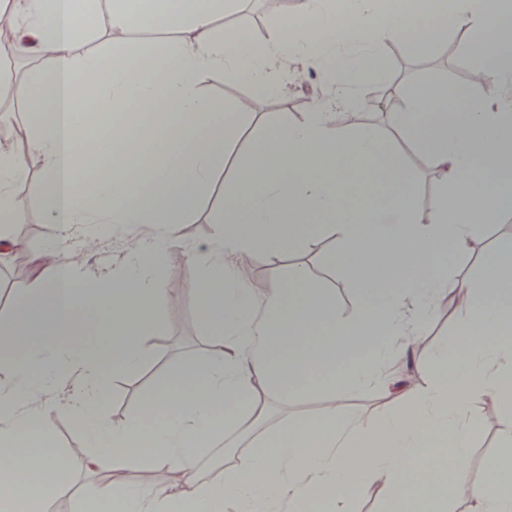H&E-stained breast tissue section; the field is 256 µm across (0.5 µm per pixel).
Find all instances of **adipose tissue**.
Here are the masks:
<instances>
[{"mask_svg": "<svg viewBox=\"0 0 512 512\" xmlns=\"http://www.w3.org/2000/svg\"><path fill=\"white\" fill-rule=\"evenodd\" d=\"M14 17L0 33V57H31L27 80L0 72V103L18 113L23 131L0 140V255L24 243L10 224L30 222L14 199L28 165L41 170L42 217L58 224L56 243L40 258L28 286L15 288L0 317L9 354L0 357V468L38 474L0 498V512H44L58 493L50 476L64 457L81 456L110 481L79 502L78 512H301L321 488L336 494L329 512H346L351 495L376 487L383 512H447L464 498L478 512H512V248L488 257L479 278L449 283L448 244L471 245L475 228L512 205V103L469 106L449 120L443 90L416 86L400 94L389 126L426 150L441 183L467 178V206L456 194L433 200L422 220L406 187L369 209L386 192L399 157L378 128L347 131L325 103L299 121L264 122L252 157L224 182V210L215 244L197 276V315L213 329L210 355L170 367L143 398L142 421L107 425L101 418L109 377L140 372V341L165 319L147 278L151 251L140 245L129 264L98 283L67 258L80 225H97L89 242L107 240L116 224L162 217L161 240L189 215L187 202L205 195L216 162L235 136L222 120L227 107L204 97L201 81L246 67L262 90L279 82L274 64L294 48L307 54L328 85L356 84L372 71L380 42L397 38L420 9L453 13L468 31L465 55L478 78L512 84V10L482 0H344L348 22L336 24L334 0H294V15L262 41L218 18L238 0H0ZM155 16L175 40L161 50L128 52L124 43L142 15ZM110 24L108 49L77 55L100 16ZM313 18L305 27L303 18ZM295 36L284 40L285 30ZM158 101L164 122L143 132L132 101ZM392 136V137H393ZM94 164L110 169L89 179ZM332 233L336 251L360 280V305L348 318L333 292L308 284L295 265L276 286L248 279L255 246L281 255L294 242L314 244ZM447 303L462 319L450 345L416 356L431 313ZM120 337L108 346V335ZM412 359L422 384L412 390L389 374L392 357ZM375 389L396 407L374 422L348 412L344 401ZM279 402L322 393L319 413L269 425L260 393ZM504 411L500 450L480 482L469 477L479 400ZM76 418L82 448L62 450L51 423ZM241 436L224 463L222 487L205 480L197 461L207 448ZM179 477L163 489L158 469ZM135 471L137 481L120 475Z\"/></svg>", "mask_w": 512, "mask_h": 512, "instance_id": "obj_1", "label": "adipose tissue"}]
</instances>
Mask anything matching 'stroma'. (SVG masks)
I'll return each instance as SVG.
<instances>
[{"label": "stroma", "instance_id": "stroma-1", "mask_svg": "<svg viewBox=\"0 0 512 512\" xmlns=\"http://www.w3.org/2000/svg\"><path fill=\"white\" fill-rule=\"evenodd\" d=\"M463 39L461 29L453 23L441 42L429 48L424 56L416 54L399 41L383 42L378 48L374 74L361 82L360 93H367L374 87H409L422 83L443 87L451 98L455 97L457 91L468 90L469 101L473 104L502 102L512 94L502 84L473 88L468 78L457 77L456 61L462 56L457 46ZM280 83V93L268 94L254 85L247 71L241 70L214 76L199 85L204 95L235 106V113L225 114L224 123L228 126L240 125L239 145L235 154L215 165L209 194L194 203L189 217L179 224V237L173 242L170 252L179 254L177 266H170V254L157 256L153 260L151 282L158 290L156 301L164 308L166 320L143 340V349L148 358L143 371L150 380L161 378L172 364L188 358H201L208 353L211 330L196 313V268L204 261L214 243V231L224 202V181L236 176L239 168L246 163L250 143L260 132L261 120L279 114L287 115L292 121L299 120L309 110L307 98L322 100L330 93L320 73L307 66L299 70L285 67ZM155 230L152 224L117 225L111 241L98 244L96 249L90 251L73 250L69 259L89 278H97L125 263L132 239L150 242ZM11 231L24 241L25 248L8 262L0 264V313L8 310L10 286L29 284L38 272L39 255L55 243L57 235L55 224L47 220L39 224H15ZM475 240L476 247L466 251L449 247V280L477 277L481 272L484 253L512 245V236L493 234L487 225L478 228ZM335 247L336 243L332 240L317 249L299 246L277 258L257 250L253 253L247 275L252 280L273 286L287 274L289 266L303 265L320 287L335 290L338 310L350 317L357 310L358 294L354 280L346 276L343 266H334L328 261ZM142 390L140 380L135 376L108 381L103 405L106 418L115 423L134 418ZM502 421L503 410L497 402H479L475 415L477 433L469 461L472 480L482 477L488 460L498 453ZM98 482L97 473L90 470L82 459H72L64 480L59 483L61 491L50 504L52 512H77L79 499Z\"/></svg>", "mask_w": 512, "mask_h": 512}]
</instances>
